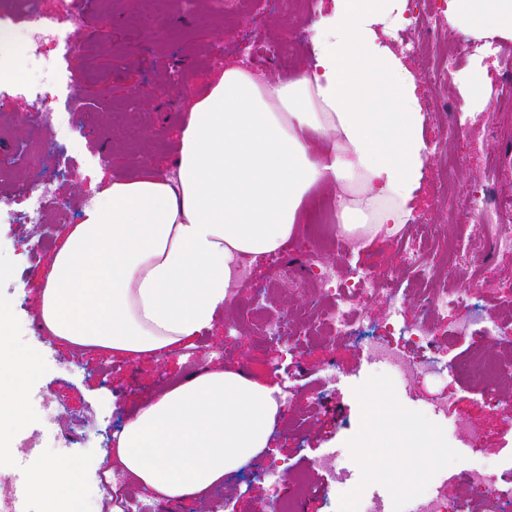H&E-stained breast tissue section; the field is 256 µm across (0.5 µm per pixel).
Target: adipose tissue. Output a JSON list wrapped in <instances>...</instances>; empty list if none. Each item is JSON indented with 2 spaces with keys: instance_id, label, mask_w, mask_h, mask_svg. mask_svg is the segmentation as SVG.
<instances>
[{
  "instance_id": "1",
  "label": "adipose tissue",
  "mask_w": 512,
  "mask_h": 512,
  "mask_svg": "<svg viewBox=\"0 0 512 512\" xmlns=\"http://www.w3.org/2000/svg\"><path fill=\"white\" fill-rule=\"evenodd\" d=\"M451 27L512 39V0H445ZM406 0H334L315 26L313 60L287 81L226 66L195 100L172 174L146 172L98 191L56 251L39 319L74 350L158 358L214 326L242 264L297 233L316 188L335 197L344 233L372 242L407 223L430 154L427 115L405 59L384 41ZM0 423L19 426L32 361L0 321ZM272 386L206 369L141 407L113 454L157 500L204 499L268 445Z\"/></svg>"
}]
</instances>
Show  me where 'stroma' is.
Wrapping results in <instances>:
<instances>
[{
  "label": "stroma",
  "mask_w": 512,
  "mask_h": 512,
  "mask_svg": "<svg viewBox=\"0 0 512 512\" xmlns=\"http://www.w3.org/2000/svg\"><path fill=\"white\" fill-rule=\"evenodd\" d=\"M47 14L65 19L76 10L85 17L74 39L84 54L58 57L35 40L29 29L28 0H9L0 8V26L23 34L30 52L27 76L40 82L48 97L58 93L45 66L63 69L89 105L74 113L68 139L47 147L50 124L38 119L40 104L11 86H0V303L8 309L14 349L33 357L37 371L25 394L26 431L13 433L12 459L32 455L37 467L59 461L77 467L86 512H102L95 501L100 473L112 468L118 434L133 414L161 392L204 368L243 370L272 385L289 388L293 397L282 408L265 452L228 474L224 483L201 501L161 502L157 512H255L268 497L262 472L276 468L287 476L302 475L308 492L301 512H343L341 489L357 485L362 470L376 460L398 461L397 470H373L367 498L394 512L388 489L399 483L401 495L413 498L429 488L446 485L448 512H489L487 500L466 480L470 465L480 464L512 473V407L490 413L489 395H512V346L482 341L488 322L512 314V252L489 251L483 239L462 238L435 199V184L424 180L413 221L441 227L449 247L464 255L463 264L448 267L449 280L467 276L488 282L473 308L468 338L453 339L461 315L449 309L438 318L441 342L422 349L407 342L399 330L384 335L386 343L404 350L419 366L412 378L379 366L371 353L341 341L312 340L301 350L287 342L262 344L259 318L290 314L292 327L314 320L318 307L308 286L301 258L288 257L279 266L259 263L249 271L251 287L241 289L238 303L225 307L212 330L200 336L185 354L156 360L113 358L93 352L77 354L41 328L37 295L49 262L62 238L81 217V204L93 194L97 175L133 180L145 170L169 174L179 155L180 132L192 98L204 96L218 73L214 50L223 61H244L270 80L292 78L311 59L314 25L330 12L333 0H249L241 19L242 34L227 33L223 18L213 16L209 0H194L185 13L177 0H161L165 18L146 22L138 0H37ZM386 43L405 57L419 83L420 104L430 111L436 102L451 104L462 97L459 84L433 87L421 68V47L453 42L480 49L475 36L434 26L432 32L407 25L386 36ZM290 43L287 59L273 55L275 45ZM512 60V40H497L490 53L468 57L456 72L483 65L491 88L502 87L505 60ZM424 136L430 167L459 157L462 190L480 186L490 162L499 165L495 185L498 201L512 209V114L491 109L474 115L465 132L446 137L443 124L428 120ZM26 148L35 166H13L16 149ZM59 173L60 204L41 224L23 220V194L46 175ZM483 352L500 362L503 374L483 383L448 368ZM447 397L437 408L433 399ZM483 427V438L472 444L469 424ZM366 440L362 460L351 454ZM337 453L333 470L317 467L319 457Z\"/></svg>",
  "instance_id": "35a3bbf8"
}]
</instances>
